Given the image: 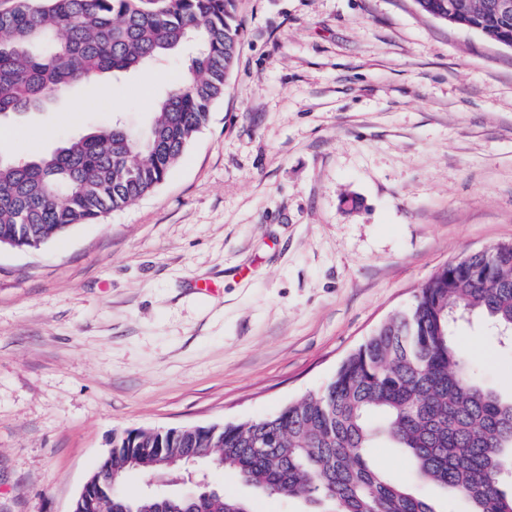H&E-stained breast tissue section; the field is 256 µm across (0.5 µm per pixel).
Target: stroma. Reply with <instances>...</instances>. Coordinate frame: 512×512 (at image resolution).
I'll list each match as a JSON object with an SVG mask.
<instances>
[{"label": "stroma", "mask_w": 512, "mask_h": 512, "mask_svg": "<svg viewBox=\"0 0 512 512\" xmlns=\"http://www.w3.org/2000/svg\"><path fill=\"white\" fill-rule=\"evenodd\" d=\"M223 100L154 192L35 251L0 249V512H68L127 429L238 424L319 391L418 289L512 243V47L414 0H236ZM193 52L0 119L7 154L151 121ZM479 378L512 349L459 323ZM305 512L212 465L133 470Z\"/></svg>", "instance_id": "obj_1"}]
</instances>
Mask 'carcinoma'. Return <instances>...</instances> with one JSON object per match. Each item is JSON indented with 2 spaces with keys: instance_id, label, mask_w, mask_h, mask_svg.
Instances as JSON below:
<instances>
[{
  "instance_id": "1",
  "label": "carcinoma",
  "mask_w": 512,
  "mask_h": 512,
  "mask_svg": "<svg viewBox=\"0 0 512 512\" xmlns=\"http://www.w3.org/2000/svg\"><path fill=\"white\" fill-rule=\"evenodd\" d=\"M470 0L457 25L512 38L487 5ZM236 0H13L0 11V116L43 110L68 89L138 71L195 47L183 80L160 99L148 128L107 127L23 163L0 160V242L36 250L152 192L224 98L235 52ZM436 272L411 306L391 316L320 391L254 421L112 437L100 465L120 482L129 469L177 468L205 458L269 496L331 503L334 512H437L372 461L384 442L415 482L469 503L512 512V397L479 382L458 350L455 323L472 317L512 332V248ZM156 501L112 491L96 512H155ZM167 512H252L220 493L171 499Z\"/></svg>"
}]
</instances>
